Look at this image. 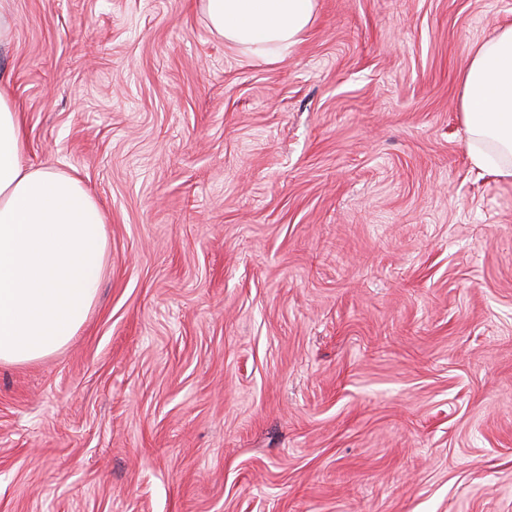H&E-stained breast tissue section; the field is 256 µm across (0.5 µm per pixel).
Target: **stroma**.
<instances>
[{
	"label": "stroma",
	"instance_id": "35a3bbf8",
	"mask_svg": "<svg viewBox=\"0 0 512 512\" xmlns=\"http://www.w3.org/2000/svg\"><path fill=\"white\" fill-rule=\"evenodd\" d=\"M27 164L108 252L0 364V512H512V177L461 75L512 0H317L278 62L201 0H13Z\"/></svg>",
	"mask_w": 512,
	"mask_h": 512
}]
</instances>
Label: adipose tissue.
Here are the masks:
<instances>
[{
  "label": "adipose tissue",
  "mask_w": 512,
  "mask_h": 512,
  "mask_svg": "<svg viewBox=\"0 0 512 512\" xmlns=\"http://www.w3.org/2000/svg\"><path fill=\"white\" fill-rule=\"evenodd\" d=\"M315 0H202L225 44L280 59L302 41ZM475 164L512 177V26L475 44L462 77ZM20 112L0 89V362L66 346L94 305L108 240L100 207L74 178L25 166Z\"/></svg>",
  "instance_id": "adipose-tissue-1"
}]
</instances>
